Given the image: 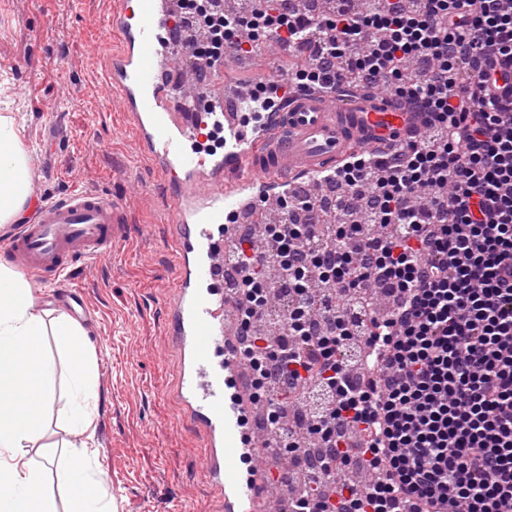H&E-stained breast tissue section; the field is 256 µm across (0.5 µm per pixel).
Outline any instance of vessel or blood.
<instances>
[{
  "mask_svg": "<svg viewBox=\"0 0 512 512\" xmlns=\"http://www.w3.org/2000/svg\"><path fill=\"white\" fill-rule=\"evenodd\" d=\"M137 20H109L123 52L114 58L106 83L136 125L140 151L172 186L166 207L175 224L179 279L167 330L180 351L174 398L184 418L203 435L200 465L218 490L224 512H261L269 485L266 473L234 475L240 417L225 390L242 369L227 341L233 302L224 292V251L233 219L245 208L288 194L296 181L329 175L351 149L407 145L418 138L428 114L419 106L338 89L302 90L274 112H262L252 95L237 89L221 111L210 113L223 135V155L203 152L197 100L182 111L170 108L174 93L160 80L171 67L176 43L170 37V0H136ZM491 95L512 102V65L503 63ZM31 218L0 226V255L36 285L56 288L71 314L90 308L83 292L68 287L76 264L111 254L132 235L116 197L72 192L58 199L32 196Z\"/></svg>",
  "mask_w": 512,
  "mask_h": 512,
  "instance_id": "b4317fda",
  "label": "vessel or blood"
}]
</instances>
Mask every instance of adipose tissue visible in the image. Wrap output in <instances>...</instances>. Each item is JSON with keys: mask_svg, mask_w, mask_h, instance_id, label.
<instances>
[{"mask_svg": "<svg viewBox=\"0 0 512 512\" xmlns=\"http://www.w3.org/2000/svg\"><path fill=\"white\" fill-rule=\"evenodd\" d=\"M28 157L14 117L0 114V225L11 223L31 194ZM50 328L73 351L68 424L76 432L89 431L95 359L84 349L85 330L64 315L46 323L29 282L0 263V512H54L43 491L42 473L25 454L41 434L53 403L51 365L42 348ZM22 393L29 403L19 409L13 401ZM70 469L80 483L72 512H109L103 481L86 458L74 457Z\"/></svg>", "mask_w": 512, "mask_h": 512, "instance_id": "1", "label": "adipose tissue"}]
</instances>
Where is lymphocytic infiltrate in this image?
Returning <instances> with one entry per match:
<instances>
[{
	"label": "lymphocytic infiltrate",
	"mask_w": 512,
	"mask_h": 512,
	"mask_svg": "<svg viewBox=\"0 0 512 512\" xmlns=\"http://www.w3.org/2000/svg\"><path fill=\"white\" fill-rule=\"evenodd\" d=\"M207 63L252 54L258 40L306 46L285 84L254 83L270 104L282 86L325 88L356 75L387 84L431 114L423 137L371 160L351 155L328 176L337 213L295 189L282 219L228 255L240 269L237 330L245 367L285 376L267 415L309 409L324 480L360 462L368 483L309 487L289 512H512V107L496 106L484 57L512 62V0H334L307 17L291 0L235 11L196 0ZM414 78H406V65ZM287 288L284 337L252 332L273 288ZM392 300L376 316L375 291Z\"/></svg>",
	"instance_id": "obj_1"
}]
</instances>
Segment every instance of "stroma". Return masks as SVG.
<instances>
[{"label": "stroma", "mask_w": 512, "mask_h": 512, "mask_svg": "<svg viewBox=\"0 0 512 512\" xmlns=\"http://www.w3.org/2000/svg\"><path fill=\"white\" fill-rule=\"evenodd\" d=\"M128 0H0V100L23 127L40 163L33 192L57 199L73 191L120 197L133 233L114 254L79 264L71 276L92 310L85 322L96 356L95 431L87 443L112 500V512H219L200 473L202 440L178 419L171 395L177 353L167 334L176 287L175 225L166 221L170 189L139 154L136 131L104 79L122 50L120 35L100 45L99 28ZM306 57L271 54L228 63L225 81L246 83L305 66ZM52 365L53 418L27 456L43 471L56 512H68L77 487L67 472L80 438L64 421L69 361L57 336L43 340Z\"/></svg>", "instance_id": "obj_1"}]
</instances>
